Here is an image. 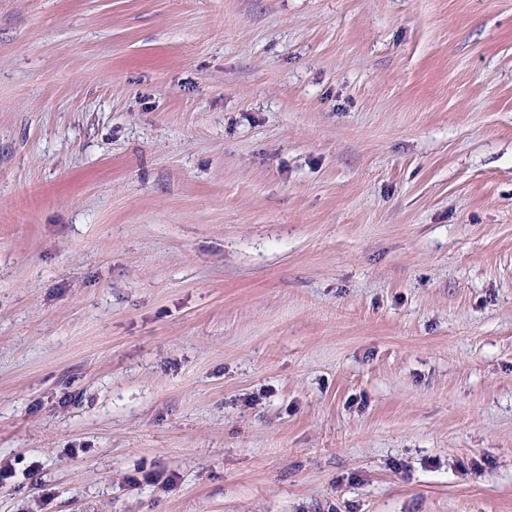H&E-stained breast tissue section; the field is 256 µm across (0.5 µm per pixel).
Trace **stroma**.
Returning <instances> with one entry per match:
<instances>
[{
    "instance_id": "35a3bbf8",
    "label": "stroma",
    "mask_w": 512,
    "mask_h": 512,
    "mask_svg": "<svg viewBox=\"0 0 512 512\" xmlns=\"http://www.w3.org/2000/svg\"><path fill=\"white\" fill-rule=\"evenodd\" d=\"M0 512H512V0H0Z\"/></svg>"
}]
</instances>
